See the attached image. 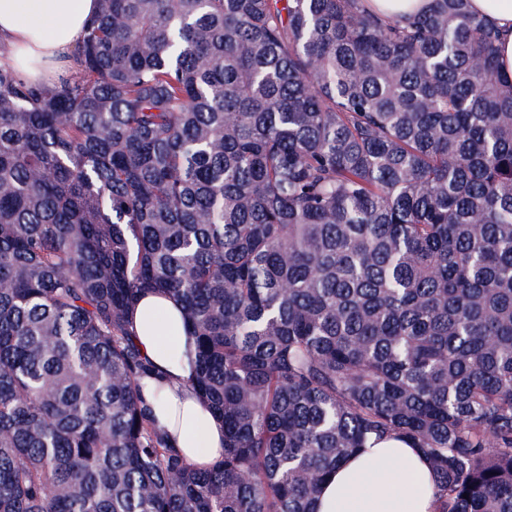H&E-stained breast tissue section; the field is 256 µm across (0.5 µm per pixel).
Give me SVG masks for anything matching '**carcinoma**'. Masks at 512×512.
<instances>
[{
    "instance_id": "1",
    "label": "carcinoma",
    "mask_w": 512,
    "mask_h": 512,
    "mask_svg": "<svg viewBox=\"0 0 512 512\" xmlns=\"http://www.w3.org/2000/svg\"><path fill=\"white\" fill-rule=\"evenodd\" d=\"M56 78L0 43V512H315L419 449L512 512V81L470 0H98ZM178 300L224 456L141 405ZM430 0H367L371 9L380 15L390 18H399L414 14L428 8Z\"/></svg>"
}]
</instances>
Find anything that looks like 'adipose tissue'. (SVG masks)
Masks as SVG:
<instances>
[{
    "label": "adipose tissue",
    "mask_w": 512,
    "mask_h": 512,
    "mask_svg": "<svg viewBox=\"0 0 512 512\" xmlns=\"http://www.w3.org/2000/svg\"><path fill=\"white\" fill-rule=\"evenodd\" d=\"M500 34L499 70L512 79V0H470ZM97 0H0V42L28 76L44 60L72 53ZM132 339L149 369L139 380L144 408L168 441L204 470L224 454V425L189 383L194 343L180 304L163 292L145 294L132 317ZM435 478L422 454L401 440L378 441L346 458L323 486L315 512H435Z\"/></svg>",
    "instance_id": "1"
}]
</instances>
